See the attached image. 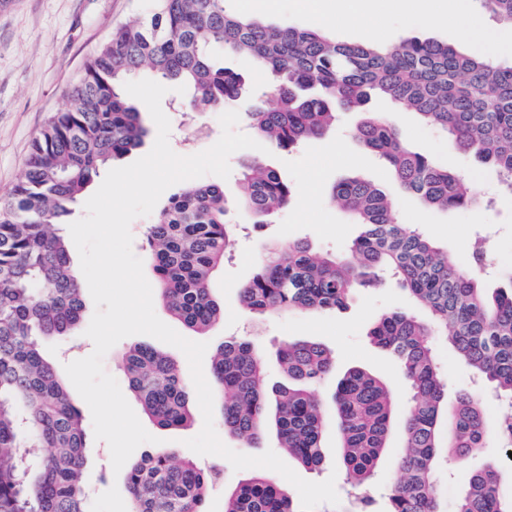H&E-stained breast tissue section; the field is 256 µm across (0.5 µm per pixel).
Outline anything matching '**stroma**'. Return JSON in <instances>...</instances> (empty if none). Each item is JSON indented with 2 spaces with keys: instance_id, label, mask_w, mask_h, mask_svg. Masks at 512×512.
<instances>
[{
  "instance_id": "stroma-1",
  "label": "stroma",
  "mask_w": 512,
  "mask_h": 512,
  "mask_svg": "<svg viewBox=\"0 0 512 512\" xmlns=\"http://www.w3.org/2000/svg\"><path fill=\"white\" fill-rule=\"evenodd\" d=\"M150 7L151 0H0V199L7 198L22 178L33 139L51 116L67 106L71 89L100 45L111 38L115 27L143 16ZM250 9L266 13L273 23L316 29L321 14L335 13L336 0H324L319 13L305 9L301 0H251ZM470 9L483 28L493 34L487 43L474 46V53L490 57L502 66L512 64V24L484 11L478 0H472ZM330 31L348 42L377 45L412 37L452 45L457 42L450 27H426L417 13L397 10L388 0H373L369 21L335 24ZM182 100V94L168 92L162 99V109L170 120L172 150L186 156L211 147L220 138L222 128L219 111L209 109L188 116L179 108ZM371 109L385 117L413 150L457 172L476 187L481 197L493 198V206L444 210L424 206L400 192L392 183L384 160L366 153L355 139L354 129L362 119L361 114L344 112L322 138L270 156V163L288 180L294 198L292 206L274 223L258 229L249 214L234 215L237 233L233 249L212 280L213 293L224 306L223 318L208 331L197 333L172 317L162 305H155L156 315L185 338L206 343L211 353L226 337H249L268 357L266 381L271 386L284 380L271 359L276 347L285 341L314 339L334 352L338 372L361 367L381 376L395 390L404 391L405 379L400 368L368 338L370 328L385 310L413 308L395 280L355 290L346 309L340 311L265 317L260 330L239 298L240 288L252 277L261 255L274 242L299 239L331 255L347 251L357 228L341 208L330 203L329 192L335 183L353 175L385 184L396 220L417 226L461 266L470 265L475 239L488 238L496 270L481 277L480 283L491 290L502 286V271L512 269V198L499 193L498 175L473 157L452 150L447 134L425 125L413 110L381 100L373 102ZM93 349L92 341L81 328L67 336L52 337L45 344L46 354L60 373L67 363L89 356ZM125 398L134 412L140 413V422L147 432L161 439L163 448L175 452L177 457L194 459L201 468L209 467L210 457L194 454L185 445L203 427L199 406H192L189 426L162 429L142 416V407L133 393L127 392ZM323 448L325 461L320 470L299 465L295 471L312 482L334 479L341 512H348L350 486L339 461L335 419L327 421ZM86 456L85 478L92 512H130L126 476L114 473L108 444L91 440ZM483 466L497 469L503 481L512 480V458L497 443H490L463 465L440 467L438 493L443 512H449L470 470Z\"/></svg>"
}]
</instances>
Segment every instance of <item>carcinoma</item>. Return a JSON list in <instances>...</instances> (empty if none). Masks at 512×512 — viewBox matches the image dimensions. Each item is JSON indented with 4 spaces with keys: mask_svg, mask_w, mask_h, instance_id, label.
I'll list each match as a JSON object with an SVG mask.
<instances>
[{
    "mask_svg": "<svg viewBox=\"0 0 512 512\" xmlns=\"http://www.w3.org/2000/svg\"><path fill=\"white\" fill-rule=\"evenodd\" d=\"M225 2L153 0L148 20L117 27L89 60L67 109L32 141L25 174L0 206V512H91L83 481L87 427L41 342L69 334L86 311L66 239L79 197L147 133L125 83L148 72L188 85L199 105L243 107L255 135L276 150L321 138L342 112H363L354 137L388 162L401 191L427 207L477 205L456 172L412 150L383 118L366 111L371 100L384 98L445 131L454 150L502 175L503 191L512 196V66L417 38L383 47L345 43L323 31L230 12ZM479 2L512 23V0ZM219 54L248 56L273 76L263 100L248 97L241 76L216 66ZM240 167V195L233 201L217 185L191 188L170 197L145 229L161 300L190 329H207L224 315L211 281L235 236L230 209L270 224L293 201L276 168L257 158L243 159ZM330 201L357 226L346 254L329 255L306 241L277 242L241 287L240 302L256 317L331 312L381 274L397 279L426 317L391 310L369 331L400 364L410 391L403 480L392 488L386 512H439L438 466L461 463L492 439L512 452V413L491 434L483 398L460 389L448 406V377L431 337L447 339L453 354L512 409V270L504 274L509 287L487 292L474 272L416 227L398 223L386 189L359 176L335 184ZM275 358L288 383L269 390L250 339L230 337L219 346L210 374L224 393V431L257 448L271 427L289 457L316 470L324 461L327 420L317 387L333 372V354L300 340L279 346ZM123 367L154 424L176 429L189 422V387L167 354L138 344ZM332 400L356 512H373L368 487L388 448L398 396L375 373L353 367ZM217 481V465L205 470L162 448L126 467L131 512H202ZM224 512L302 510L276 479L256 473L224 497ZM453 512H512V484L504 485L491 467L477 470Z\"/></svg>",
    "mask_w": 512,
    "mask_h": 512,
    "instance_id": "cac0c4a2",
    "label": "carcinoma"
}]
</instances>
